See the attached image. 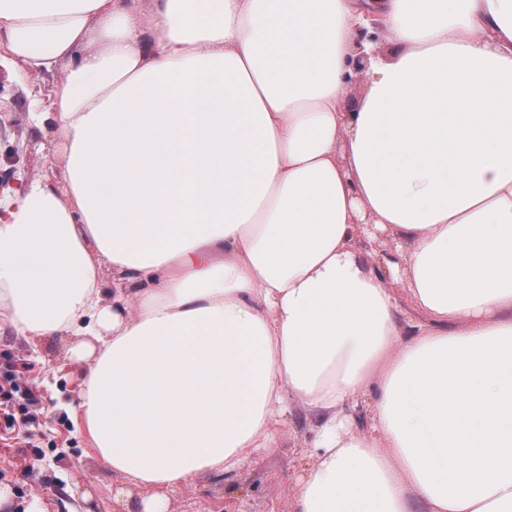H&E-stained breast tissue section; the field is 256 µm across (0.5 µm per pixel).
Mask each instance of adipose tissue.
<instances>
[{
  "label": "adipose tissue",
  "instance_id": "1",
  "mask_svg": "<svg viewBox=\"0 0 512 512\" xmlns=\"http://www.w3.org/2000/svg\"><path fill=\"white\" fill-rule=\"evenodd\" d=\"M3 63L64 182L0 199V335L80 337L114 474L163 507L296 404L292 512H512V0H0ZM361 246L363 252L370 255V261L373 263L386 285L390 288H395L394 290L398 294L401 309H409L410 302L408 301V298L401 293L400 289H398L401 288V286L391 282L390 274L384 264L385 258L389 257L392 252L391 241L385 235L379 233L371 242H364Z\"/></svg>",
  "mask_w": 512,
  "mask_h": 512
}]
</instances>
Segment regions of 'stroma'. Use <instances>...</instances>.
Here are the masks:
<instances>
[{"label":"stroma","instance_id":"35a3bbf8","mask_svg":"<svg viewBox=\"0 0 512 512\" xmlns=\"http://www.w3.org/2000/svg\"><path fill=\"white\" fill-rule=\"evenodd\" d=\"M53 82L20 65H0L2 189L21 188L36 173L62 175L57 141L29 122L32 101L47 100ZM78 342L75 336L0 338V385L24 393L0 411V489L9 495L4 512H144L146 491L103 467L74 419L87 367L69 353ZM274 431L276 447L231 476H198L170 495L166 512H292L315 435L298 406Z\"/></svg>","mask_w":512,"mask_h":512}]
</instances>
